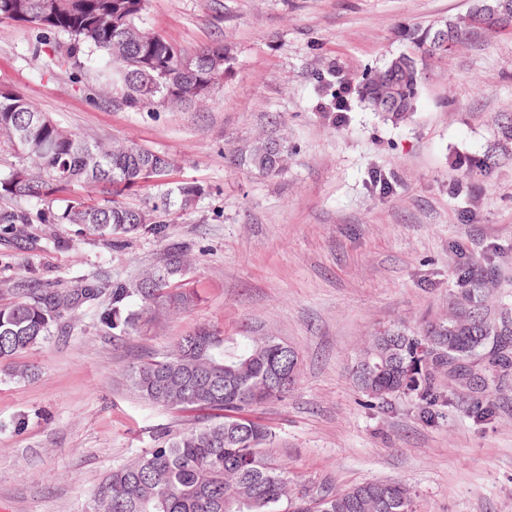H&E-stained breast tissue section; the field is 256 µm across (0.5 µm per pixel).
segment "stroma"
<instances>
[{
	"label": "stroma",
	"mask_w": 512,
	"mask_h": 512,
	"mask_svg": "<svg viewBox=\"0 0 512 512\" xmlns=\"http://www.w3.org/2000/svg\"><path fill=\"white\" fill-rule=\"evenodd\" d=\"M478 2L147 0L148 28L189 51L229 44L232 61L203 106L141 111L97 98L87 70L35 64L38 30L0 21V88L87 140L167 154L171 182L208 190L160 237L145 231L116 246L77 224L38 223L0 234V306L34 289L134 286L163 275L175 244L182 273L168 292L188 297L149 309L130 298L137 325L119 333L100 321L101 296L64 312L16 358L34 375L0 368V512H91L113 469L160 434L207 424L206 412L147 402L123 379L202 326L240 345L275 336L298 352L288 396L252 413L275 432L270 452L295 479L339 489L399 480L418 512H512V378L490 420L459 402L428 425L408 396L368 408L349 376L378 327L447 315L460 265L482 267L488 305L512 307V146L490 173L460 165L494 149L512 117V28L472 30L431 62L406 123L355 96L343 129L322 118L338 75L361 78L408 50L404 29L443 25ZM266 133L292 148L282 175L235 162Z\"/></svg>",
	"instance_id": "1"
}]
</instances>
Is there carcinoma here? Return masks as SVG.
I'll return each mask as SVG.
<instances>
[{"mask_svg":"<svg viewBox=\"0 0 512 512\" xmlns=\"http://www.w3.org/2000/svg\"><path fill=\"white\" fill-rule=\"evenodd\" d=\"M146 0H0V20L24 22L42 30L32 60L49 55L60 66L95 73L96 96L112 91L119 104L144 110L157 103L202 105L212 88L210 71L229 65L230 48L218 44L194 52L165 40L143 25ZM454 42L475 29L469 16L442 26ZM403 37L411 51L392 58L354 87L357 97L394 124L411 118L429 62L448 53L437 28H409ZM0 137L21 164L0 177V197L41 200L74 183L99 189L90 201H70L60 212L34 214L0 209V226L81 224L87 235L121 243L141 231L162 233L171 208L194 209L207 190L196 182L169 187L174 161L137 144L90 142L59 126L37 105L0 89ZM285 138L254 139L237 161L267 176L286 168ZM145 192L136 204L129 196ZM181 253L173 251L167 276L148 278L135 288L116 285L104 323L125 331L134 325L128 298L148 304L164 298L166 277L181 272ZM456 294L470 302V331L464 322H428L415 329L405 324L384 327L373 344L393 355L368 387L352 373L354 384L370 405L408 394L418 402L428 424L438 422L439 408L473 390L480 400L471 413L479 421L493 416L498 384L512 374V311L486 305L487 282L480 271L463 270ZM93 288H53L28 300L0 307V363L41 343L65 310L97 299ZM289 372L296 353L274 339L251 341L240 352L224 348V335L201 328L178 338L173 350L128 367L124 377L142 398L166 407H196L218 421L173 437L165 436L150 451L112 471L94 493L107 512H416L415 494L404 484L369 481L336 491L327 481L300 486L289 499L283 485L291 481L286 461L273 459L267 446L275 433L247 412L285 398L290 386L266 390L271 365ZM448 379L443 388L441 379Z\"/></svg>","mask_w":512,"mask_h":512,"instance_id":"1","label":"carcinoma"}]
</instances>
